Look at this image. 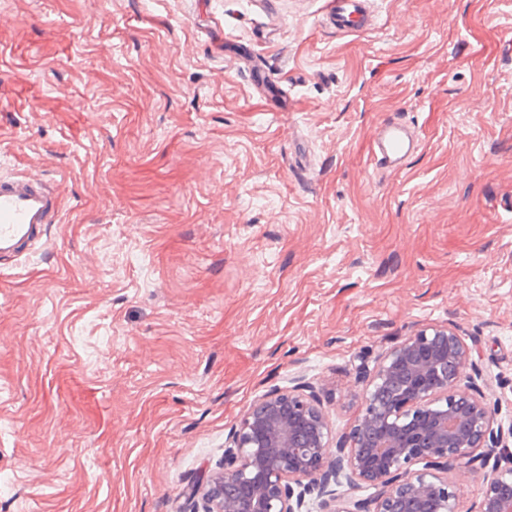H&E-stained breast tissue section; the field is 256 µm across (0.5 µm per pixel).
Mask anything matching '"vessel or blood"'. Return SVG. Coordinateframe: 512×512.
Segmentation results:
<instances>
[{"mask_svg": "<svg viewBox=\"0 0 512 512\" xmlns=\"http://www.w3.org/2000/svg\"><path fill=\"white\" fill-rule=\"evenodd\" d=\"M369 0H325L324 23L336 33L372 29ZM415 150L413 132L397 122L385 123L372 144L371 155L382 168L396 169ZM60 194L52 182L24 173L0 174V262L18 261L40 246L46 225L56 223Z\"/></svg>", "mask_w": 512, "mask_h": 512, "instance_id": "b4317fda", "label": "vessel or blood"}]
</instances>
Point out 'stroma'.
Returning <instances> with one entry per match:
<instances>
[{
  "label": "stroma",
  "instance_id": "35a3bbf8",
  "mask_svg": "<svg viewBox=\"0 0 512 512\" xmlns=\"http://www.w3.org/2000/svg\"><path fill=\"white\" fill-rule=\"evenodd\" d=\"M372 8L343 36L323 0H0V173L61 193L0 265V512H185L257 398L305 377L343 433L355 367L423 326L512 425V0ZM487 471L449 467L459 512ZM414 133L398 122H387L379 130L372 144L371 155L380 168L396 169L415 150Z\"/></svg>",
  "mask_w": 512,
  "mask_h": 512
}]
</instances>
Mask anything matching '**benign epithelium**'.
Segmentation results:
<instances>
[{"mask_svg":"<svg viewBox=\"0 0 512 512\" xmlns=\"http://www.w3.org/2000/svg\"><path fill=\"white\" fill-rule=\"evenodd\" d=\"M355 379L361 409L339 437L309 382L257 399L228 431L203 512H458L448 464L480 448L492 465L475 512H512V428L497 423L454 328L414 330ZM364 487L376 489L371 510L356 496Z\"/></svg>","mask_w":512,"mask_h":512,"instance_id":"1","label":"benign epithelium"}]
</instances>
